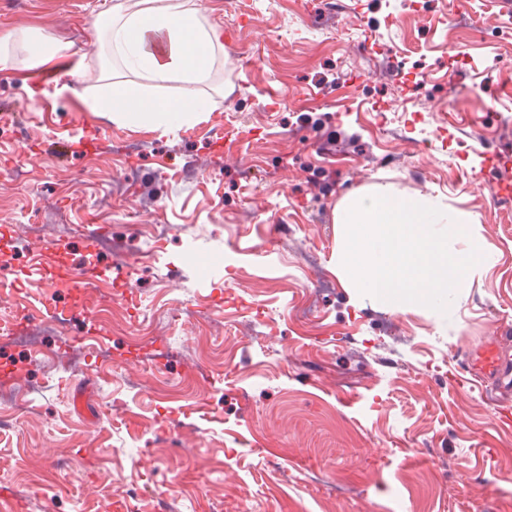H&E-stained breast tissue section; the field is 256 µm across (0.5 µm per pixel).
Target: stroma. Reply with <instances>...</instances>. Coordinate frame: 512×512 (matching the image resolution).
<instances>
[{"label":"stroma","instance_id":"35a3bbf8","mask_svg":"<svg viewBox=\"0 0 512 512\" xmlns=\"http://www.w3.org/2000/svg\"><path fill=\"white\" fill-rule=\"evenodd\" d=\"M114 2L0 0L1 27L88 62L57 97L0 71V362L23 370L0 506L512 512V426L455 375L482 338L512 359V198L490 193L512 183V0H197L224 31L211 112L163 137L79 100ZM375 183L476 218L448 313L346 285L333 210ZM60 267L107 295L86 306Z\"/></svg>","mask_w":512,"mask_h":512}]
</instances>
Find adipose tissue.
<instances>
[{"label":"adipose tissue","mask_w":512,"mask_h":512,"mask_svg":"<svg viewBox=\"0 0 512 512\" xmlns=\"http://www.w3.org/2000/svg\"><path fill=\"white\" fill-rule=\"evenodd\" d=\"M107 16L100 32L109 57L127 76L102 77L96 93L84 98L85 107L117 124L163 133L204 120L208 107L194 87L208 78L224 36L205 22L194 0H136L130 8L114 6ZM12 43L26 50L31 76L51 78L54 93L68 91V78L86 68L85 55L68 53L65 44L8 28L0 34V70L15 66Z\"/></svg>","instance_id":"ef3b65f1"}]
</instances>
